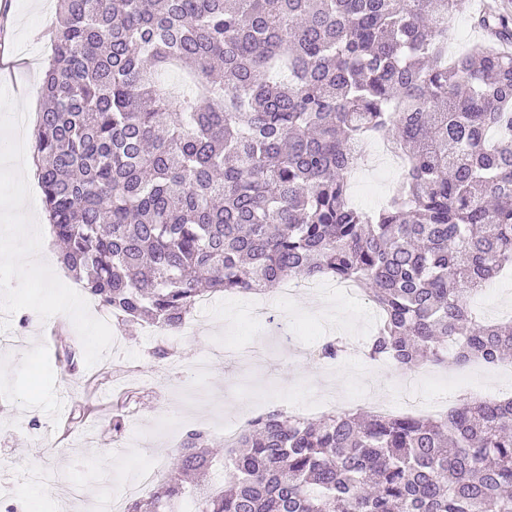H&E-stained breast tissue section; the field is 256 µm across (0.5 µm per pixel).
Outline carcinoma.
<instances>
[{
    "label": "carcinoma",
    "mask_w": 512,
    "mask_h": 512,
    "mask_svg": "<svg viewBox=\"0 0 512 512\" xmlns=\"http://www.w3.org/2000/svg\"><path fill=\"white\" fill-rule=\"evenodd\" d=\"M56 2L34 161L60 262L118 325L173 332L205 291L330 277L382 315L371 360L512 352V322L469 305L512 264V14H480L492 45L450 64L455 0ZM376 138L404 165L368 212L348 180ZM213 448L227 474L195 512H512V399L274 410L231 448L194 429L125 512H176Z\"/></svg>",
    "instance_id": "carcinoma-1"
}]
</instances>
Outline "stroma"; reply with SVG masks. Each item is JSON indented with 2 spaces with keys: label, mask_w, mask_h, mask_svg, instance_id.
<instances>
[{
  "label": "stroma",
  "mask_w": 512,
  "mask_h": 512,
  "mask_svg": "<svg viewBox=\"0 0 512 512\" xmlns=\"http://www.w3.org/2000/svg\"><path fill=\"white\" fill-rule=\"evenodd\" d=\"M56 8V0H0V61L9 62L5 84L16 100L27 102L32 117L41 106L33 94L34 70L50 55L44 32L55 22ZM475 12L470 0H458L449 50L462 54L484 46V33L473 26ZM269 300L294 330L297 352L279 351L267 327L251 321L246 295H212L207 307L195 312L197 326L187 334L160 340L143 326L114 330L113 365L167 368L151 388L138 393V419L126 425L129 438L122 448L112 431L118 390L113 373L86 367L81 360L71 368L61 362L64 344L83 349L71 319L64 315L44 321L34 313H14L8 329L14 341L0 344V492L14 499L16 512H60L65 499L74 501L75 512H93L103 495L125 493L135 467L155 461L167 471L171 460L166 451L178 446L187 431L204 428L220 437L285 407L316 419L322 409L308 400L321 390L336 393L338 409L356 410L363 406L369 372L390 391L411 381L420 406L435 400L452 406L488 395L481 381L466 383L458 372L438 367L409 370L391 363L374 370L363 355L375 329L363 293L346 297L332 288L323 297L302 291L286 299L273 293ZM331 334L344 337L348 350L338 361H318L315 353ZM160 341L172 351L162 361L148 354ZM224 346H264L268 352L252 372L224 363L207 376L197 375L196 362ZM85 397L93 411L70 420L74 403Z\"/></svg>",
  "instance_id": "1"
}]
</instances>
